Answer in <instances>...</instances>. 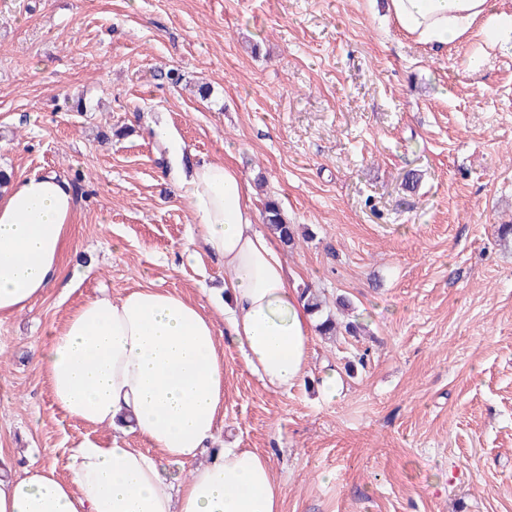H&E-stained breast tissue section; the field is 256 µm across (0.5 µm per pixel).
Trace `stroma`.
<instances>
[{"label":"stroma","instance_id":"1","mask_svg":"<svg viewBox=\"0 0 512 512\" xmlns=\"http://www.w3.org/2000/svg\"><path fill=\"white\" fill-rule=\"evenodd\" d=\"M159 123L240 170L255 208L277 198L312 234L282 255L290 287L349 297L366 328L314 336L285 391L225 350L216 447L269 457L281 512H512V48L476 30L429 50L382 0H0V169L83 176L75 287L0 321V453L21 470L89 433L138 447L60 411L32 351L97 294L205 304L224 284L203 245L181 255L194 220Z\"/></svg>","mask_w":512,"mask_h":512}]
</instances>
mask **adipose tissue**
<instances>
[{"mask_svg":"<svg viewBox=\"0 0 512 512\" xmlns=\"http://www.w3.org/2000/svg\"><path fill=\"white\" fill-rule=\"evenodd\" d=\"M385 5L403 33L435 50L476 26L490 42L512 45V14L496 12L493 0ZM152 136L170 153L199 241L224 263V295L206 307L140 287L82 303L36 350L34 366L68 416L136 434L142 445L83 437L65 478L53 463L14 474L0 455V512H280L282 490L267 457L227 446L208 463L197 459L224 409L225 347L240 350L266 387L285 390L308 374L314 318L290 288L274 238L259 228L242 174L203 158L186 162L168 130ZM75 209L72 185L54 173L0 189V320L60 282ZM169 464L189 471L170 477Z\"/></svg>","mask_w":512,"mask_h":512,"instance_id":"1","label":"adipose tissue"}]
</instances>
